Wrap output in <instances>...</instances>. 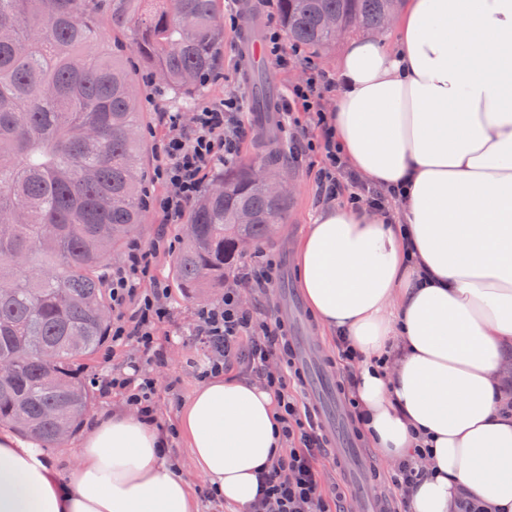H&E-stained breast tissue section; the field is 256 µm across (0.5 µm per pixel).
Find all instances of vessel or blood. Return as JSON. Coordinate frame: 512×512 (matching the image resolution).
<instances>
[{"label":"vessel or blood","instance_id":"1","mask_svg":"<svg viewBox=\"0 0 512 512\" xmlns=\"http://www.w3.org/2000/svg\"><path fill=\"white\" fill-rule=\"evenodd\" d=\"M237 43L241 60L247 67L253 70L266 69L263 45L253 27L242 25L237 33ZM278 295L282 302L277 314L288 324L293 359L312 383L310 399L329 435L334 453L344 463V481L356 489L353 500L357 510L385 512L386 502L378 493L370 491L365 481V475L373 462L346 418L341 398L334 388V376L324 366L320 347L306 321L300 294L296 288L288 287L279 289Z\"/></svg>","mask_w":512,"mask_h":512}]
</instances>
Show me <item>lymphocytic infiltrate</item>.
<instances>
[{
  "label": "lymphocytic infiltrate",
  "instance_id": "f902f5d3",
  "mask_svg": "<svg viewBox=\"0 0 512 512\" xmlns=\"http://www.w3.org/2000/svg\"><path fill=\"white\" fill-rule=\"evenodd\" d=\"M336 85L333 77L322 70H310L306 79L293 84L285 102L284 121L298 125V113L313 117L316 136L304 137L301 147L320 153L323 165L317 174V191L322 202L341 201L374 211L393 214L400 203L399 189H381L361 179L351 169L321 108L326 93ZM241 101L228 97L220 103L206 105L193 114L190 127H183L181 115H167L169 133L159 147L160 163L155 168L157 180L168 191L162 196H145V208L156 209L167 220L179 219L186 206L201 193L205 173L216 164L233 163L246 135L240 118ZM153 254L138 242L127 248L122 266L112 272L107 286L112 307L119 315L112 321V342L122 346L136 344L150 357H158L154 331L168 321L170 310L163 298L164 288L143 287L151 273ZM133 306L131 316H122L126 306ZM197 336L208 349L204 374H217L227 367L234 348H242L243 364L261 376L265 388L277 399L279 421L286 448L262 475V493L253 512H331L323 493L316 459L324 448V440L314 424L308 406L299 404L290 395L288 386L293 377L289 365L280 364V346L284 327L281 322L257 320L250 308L243 305L237 289L230 288L221 302L202 308L197 313ZM109 384L128 390V403L137 413L154 414L156 385L140 373L112 375Z\"/></svg>",
  "mask_w": 512,
  "mask_h": 512
}]
</instances>
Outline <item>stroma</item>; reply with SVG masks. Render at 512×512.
<instances>
[{
  "label": "stroma",
  "instance_id": "35a3bbf8",
  "mask_svg": "<svg viewBox=\"0 0 512 512\" xmlns=\"http://www.w3.org/2000/svg\"><path fill=\"white\" fill-rule=\"evenodd\" d=\"M343 49L342 43H334L323 52L315 54L308 49H301V62L289 70L282 71L275 65H268L265 72L266 81L273 93L275 102H282L287 85L303 80L308 64L332 72L338 65ZM142 103L144 121L141 128L143 163L146 171H154L157 164V146L168 133L161 123L160 115L164 112L180 111L181 106L162 84H147L148 73L141 62L132 61L130 69ZM251 71L245 70L236 43V30L228 26L224 29V53L221 65L211 76L200 103H213L231 96H241L244 105V123L246 137L242 144L239 160L250 163L262 158L267 147L253 123V87ZM321 166L319 155H310L301 160L283 161L282 167L288 172L292 183L291 201L288 212L279 230L268 240L247 248L240 257L241 265L252 267L279 263L285 245H298L307 227L321 213L323 205L318 200L316 177ZM170 254L160 255L155 263V276L169 288L166 300L171 310V318L157 328L155 338L164 351V360L160 363L142 365L143 374L152 377L158 389L156 398L157 422L163 427H170L176 421L177 413L193 390L201 384L198 369L207 360L208 351L195 336L197 312L200 308L220 302L228 288H240L243 303L252 305L258 318H272L276 315L277 282H270L265 290L253 292L240 287L239 269L226 276L223 287L207 289L204 298H190L178 288L173 287L171 279ZM140 351L133 346L111 347L104 345L97 353L90 370L96 383L94 404L86 415L81 428L59 448H50L46 457L57 468L61 477H69L74 455L82 440L90 431L96 419L117 409L126 408V391L120 389L102 390L101 383L112 374L126 372L130 361L139 359ZM169 458L175 460L185 478L193 485L197 494L200 512H228L223 500L211 497L208 484L200 478L189 457V450L183 438H176L172 448L167 451Z\"/></svg>",
  "mask_w": 512,
  "mask_h": 512
}]
</instances>
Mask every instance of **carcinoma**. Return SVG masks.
<instances>
[{
    "mask_svg": "<svg viewBox=\"0 0 512 512\" xmlns=\"http://www.w3.org/2000/svg\"><path fill=\"white\" fill-rule=\"evenodd\" d=\"M397 5L278 0L288 39L315 49L336 29H381ZM103 10L130 45L100 41ZM223 13L224 0H0V427L43 448L93 404L86 361L108 340L109 261L143 223V112L123 56L189 108L219 65ZM254 167L216 175L187 213L194 234L171 266L186 294L224 284L239 242L283 220L289 197L269 194Z\"/></svg>",
    "mask_w": 512,
    "mask_h": 512,
    "instance_id": "1",
    "label": "carcinoma"
}]
</instances>
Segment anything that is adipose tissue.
<instances>
[{
    "mask_svg": "<svg viewBox=\"0 0 512 512\" xmlns=\"http://www.w3.org/2000/svg\"><path fill=\"white\" fill-rule=\"evenodd\" d=\"M395 30L346 43L331 119L353 167L402 187V220L324 209L298 281L360 360L353 397L374 447L393 461L428 450L408 512H457L466 497L512 512V0H407ZM177 429L216 497L249 512L284 446L273 393L214 376ZM165 446L155 423L108 414L65 479L0 429V512H199Z\"/></svg>",
    "mask_w": 512,
    "mask_h": 512,
    "instance_id": "ef3b65f1",
    "label": "adipose tissue"
}]
</instances>
